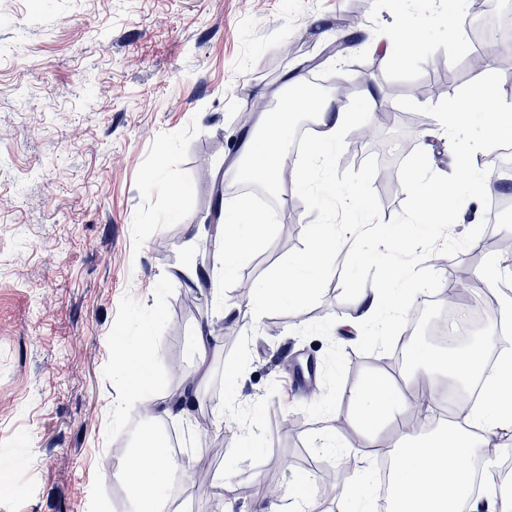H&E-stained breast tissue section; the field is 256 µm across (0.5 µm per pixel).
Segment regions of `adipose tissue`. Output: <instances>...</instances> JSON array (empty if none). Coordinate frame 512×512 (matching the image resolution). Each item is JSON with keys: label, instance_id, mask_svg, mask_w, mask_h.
<instances>
[{"label": "adipose tissue", "instance_id": "adipose-tissue-1", "mask_svg": "<svg viewBox=\"0 0 512 512\" xmlns=\"http://www.w3.org/2000/svg\"><path fill=\"white\" fill-rule=\"evenodd\" d=\"M375 99L374 90L367 87L354 112L327 111L320 96L298 100L282 109L268 120L260 137L244 143L242 175L274 186L283 169V141L294 127L298 113L306 112L311 114L318 131L309 148L307 163L296 168L293 176L307 188L322 189L329 183L343 134L359 115L369 114ZM447 112L451 124L458 130L473 121H481L490 139L496 137L502 127L512 125V106L486 81L480 82L476 94L457 98ZM408 180L418 202L416 218L413 223L396 227L379 238L374 255L377 263L387 266L390 281L398 284L404 296L398 299L379 290L359 295L356 299L359 321L398 317L403 299L417 297L418 291L411 288L404 271L390 263L392 244L428 238L432 229L450 223L461 205L478 204V185L483 176L474 173L475 186L467 193L448 178H426L417 166L410 168ZM254 221L246 206L225 212L215 239L222 250L226 270L235 269L247 259L250 247L243 243L238 228ZM491 341L501 349L498 364L492 369L485 367L484 348L480 345L448 355L432 351L417 355L416 362L429 380H436L440 375L463 384L480 376L486 379L480 404L468 408L463 421L453 423L428 442H420L415 431L405 427L403 421L410 410L430 405L432 395L421 390L404 392L378 375L367 378L356 389L353 395L355 419L368 447H383L385 454L397 462L390 512H512V501L499 496L494 487H486L482 495H474L470 470L448 465L449 459L470 456L478 448L493 447L500 432L512 429V336L495 335ZM153 357V343L147 336L130 344L121 341L113 344L116 368L125 372L142 408L148 410L151 420L157 421L178 414L180 408L174 402L159 404L153 400L146 375V367ZM388 424L397 425L398 430L393 442L383 445L378 434ZM117 475L130 486L136 512H159L162 492L173 479L174 468L164 448L147 438L126 459Z\"/></svg>", "mask_w": 512, "mask_h": 512}]
</instances>
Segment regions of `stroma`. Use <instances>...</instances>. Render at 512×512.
<instances>
[{
    "instance_id": "1",
    "label": "stroma",
    "mask_w": 512,
    "mask_h": 512,
    "mask_svg": "<svg viewBox=\"0 0 512 512\" xmlns=\"http://www.w3.org/2000/svg\"><path fill=\"white\" fill-rule=\"evenodd\" d=\"M351 0H0V512H126L131 492L112 476L114 459L137 448L139 430L161 444L179 436L173 461L183 494L175 512H253L250 497L219 495L200 482L206 466L234 487L261 478L280 490L279 512H293L286 494L310 482L314 512H379L347 489L376 462L350 415L356 387L374 373L373 359L393 353L404 318L374 335L333 334L354 305L342 301L332 276L314 307L276 319L254 318L235 290L257 281L291 251L313 222L309 212L279 208L252 244L250 260L225 274L221 254L197 264L217 227L201 173H229L238 183L244 136L262 131L263 112L238 117L250 99L279 103L303 82L311 61L323 76L352 81L356 65L398 118L363 144L350 168L367 157L401 162L420 146L401 114L443 107L489 77L512 100L507 72L462 66L469 38L456 26L467 6L448 0H362L361 41L340 53L337 23ZM415 29L419 46L385 54L395 29ZM297 39L302 54H279ZM461 82L436 97L415 87L437 71ZM474 123L453 139L433 136L427 164L465 182L449 152L484 161L501 198L512 201V127L483 145ZM179 197H172V187ZM458 246L439 247L444 264L421 271L422 295L442 294L449 272H473L469 241L491 238L485 214L453 224ZM213 329L205 360L192 343ZM149 331L155 357L151 395L160 403L193 397L181 415L142 420L124 376L113 369L114 341ZM183 366L175 372L169 353ZM314 359L313 385L291 388L293 362ZM235 386L226 389L225 376ZM238 406L225 413L228 397ZM330 426L350 449L352 466L318 447Z\"/></svg>"
}]
</instances>
